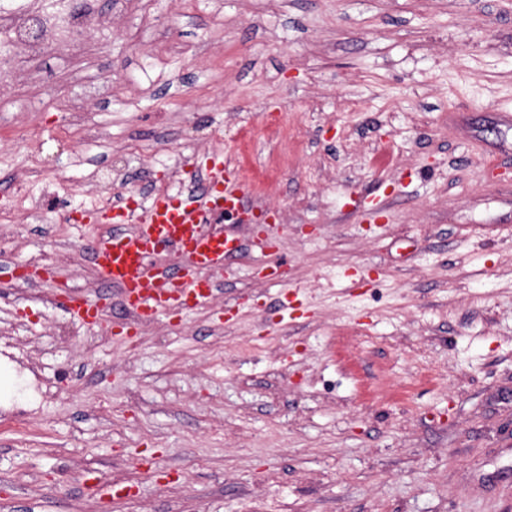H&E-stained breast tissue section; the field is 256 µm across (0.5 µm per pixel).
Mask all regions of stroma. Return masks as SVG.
<instances>
[{
    "instance_id": "35a3bbf8",
    "label": "stroma",
    "mask_w": 512,
    "mask_h": 512,
    "mask_svg": "<svg viewBox=\"0 0 512 512\" xmlns=\"http://www.w3.org/2000/svg\"><path fill=\"white\" fill-rule=\"evenodd\" d=\"M34 70L0 124L73 208L192 153L288 162L224 222L223 288L134 349L49 302L102 293L101 225L0 224V265L57 272L0 285V414H35L0 512H512V0H128ZM107 74L74 148L59 104ZM26 164L0 147L1 209Z\"/></svg>"
}]
</instances>
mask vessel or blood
<instances>
[{
    "label": "vessel or blood",
    "instance_id": "obj_1",
    "mask_svg": "<svg viewBox=\"0 0 512 512\" xmlns=\"http://www.w3.org/2000/svg\"><path fill=\"white\" fill-rule=\"evenodd\" d=\"M252 195L253 187L242 173L210 167L200 188L153 196L136 224H129L126 211L114 210L113 228L96 240L91 263L103 285L120 291L125 309L134 312L138 322L151 321L161 311H178L186 302L216 291L223 283L225 261L241 249L236 239L206 232L204 221L219 213L243 212ZM162 247L176 249L186 265H153L151 258ZM0 276L34 282L52 279L53 273L48 268L4 265ZM62 302L86 325L94 327L104 319L106 304L101 298L69 294Z\"/></svg>",
    "mask_w": 512,
    "mask_h": 512
}]
</instances>
